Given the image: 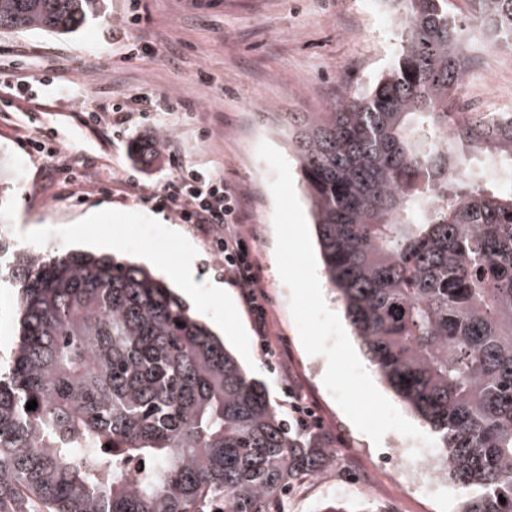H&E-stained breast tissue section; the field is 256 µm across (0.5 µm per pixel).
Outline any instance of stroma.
<instances>
[{
  "label": "stroma",
  "mask_w": 512,
  "mask_h": 512,
  "mask_svg": "<svg viewBox=\"0 0 512 512\" xmlns=\"http://www.w3.org/2000/svg\"><path fill=\"white\" fill-rule=\"evenodd\" d=\"M133 9L141 21L125 26ZM364 10L365 0H106L99 17L65 37L0 29V168L10 181L0 195V234L25 250L66 251L80 230L126 258H190L198 315L219 326L283 412L291 403L285 377L293 375L330 437L335 464L319 461L298 480L284 512H315L334 498L390 512H457L456 488L430 496L398 485L387 460L391 435L368 441L337 404L320 377L323 357L301 344L276 266L272 173L257 148L265 141L287 152L289 113L327 111L394 59V42L370 55L382 29L364 23ZM116 105L126 118L122 136L89 123ZM53 135L83 166L42 150ZM180 163L219 173L240 193L242 221L254 230L265 331L205 236L155 207ZM215 283L223 299H211Z\"/></svg>",
  "instance_id": "35a3bbf8"
}]
</instances>
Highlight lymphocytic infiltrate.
<instances>
[{
  "mask_svg": "<svg viewBox=\"0 0 512 512\" xmlns=\"http://www.w3.org/2000/svg\"><path fill=\"white\" fill-rule=\"evenodd\" d=\"M158 209L176 211L181 221L206 235L214 254L223 262L229 280L242 288L258 328L266 326V311L256 294L258 279L250 233L240 222L242 202L223 176L184 166L156 195Z\"/></svg>",
  "mask_w": 512,
  "mask_h": 512,
  "instance_id": "1",
  "label": "lymphocytic infiltrate"
}]
</instances>
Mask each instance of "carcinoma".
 <instances>
[{
	"label": "carcinoma",
	"mask_w": 512,
	"mask_h": 512,
	"mask_svg": "<svg viewBox=\"0 0 512 512\" xmlns=\"http://www.w3.org/2000/svg\"><path fill=\"white\" fill-rule=\"evenodd\" d=\"M384 3L392 65L326 112L288 113V145L326 280L448 456L459 512H512V181L473 173L481 159L512 173V116L451 125L474 32L512 46V0ZM102 8L0 0V29L70 34ZM9 248L19 340L0 372V512H284L327 449L177 293L107 252ZM131 461L149 467L129 477ZM320 512L387 510L333 499Z\"/></svg>",
	"instance_id": "carcinoma-1"
}]
</instances>
